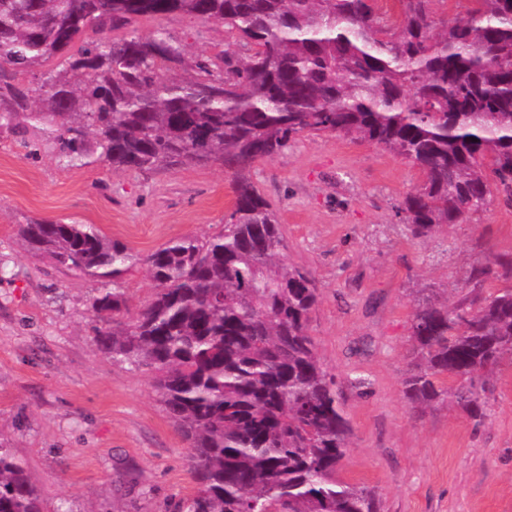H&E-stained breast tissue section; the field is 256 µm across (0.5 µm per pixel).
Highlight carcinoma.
I'll list each match as a JSON object with an SVG mask.
<instances>
[{"mask_svg":"<svg viewBox=\"0 0 512 512\" xmlns=\"http://www.w3.org/2000/svg\"><path fill=\"white\" fill-rule=\"evenodd\" d=\"M0 0V131L36 128L65 167L141 173L218 164L235 205L224 231L143 256L91 224L19 225L25 249L99 279L90 309L112 359L154 372L192 448L200 487L186 512H380L374 491L336 477L349 426L309 326L311 272L283 260L277 213L254 165L302 135L336 133L417 166L402 203L415 239L490 202L512 201V0H469L448 24L433 0ZM183 15L224 26L239 47L192 54L162 26ZM40 72L38 88L20 77ZM154 283L130 311L119 280ZM403 380L412 407L444 397L486 416L490 376L512 358V285L418 306ZM0 512H42L21 461L0 445Z\"/></svg>","mask_w":512,"mask_h":512,"instance_id":"carcinoma-1","label":"carcinoma"}]
</instances>
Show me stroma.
Returning <instances> with one entry per match:
<instances>
[{"instance_id":"stroma-1","label":"stroma","mask_w":512,"mask_h":512,"mask_svg":"<svg viewBox=\"0 0 512 512\" xmlns=\"http://www.w3.org/2000/svg\"><path fill=\"white\" fill-rule=\"evenodd\" d=\"M160 24L197 53L230 43L196 18ZM56 155L41 133L0 134V444L24 462L43 512H183L198 488L191 450L151 372L96 342L99 281L33 256L18 228L93 224L143 256L221 232L232 178L219 165L64 168ZM251 179L278 213L286 261L318 289L310 333L351 427L337 477L374 490L381 512H512V360L494 371L480 422L448 399L413 411L403 388L417 297L491 291L471 274L512 256V203L493 194L463 223L412 238L398 208L424 173L334 134L297 137Z\"/></svg>"}]
</instances>
